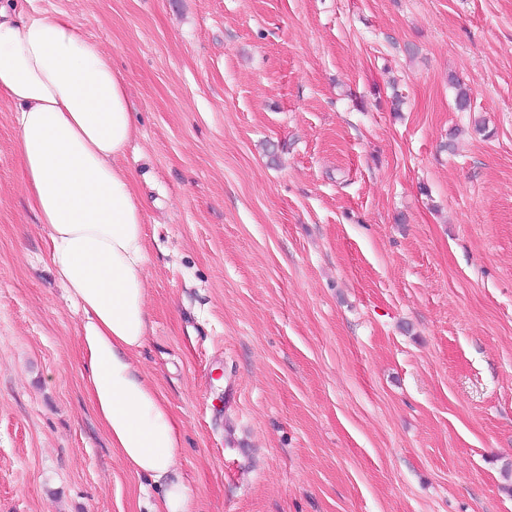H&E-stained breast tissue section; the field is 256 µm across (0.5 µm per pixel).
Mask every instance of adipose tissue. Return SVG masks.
Listing matches in <instances>:
<instances>
[{
	"label": "adipose tissue",
	"mask_w": 512,
	"mask_h": 512,
	"mask_svg": "<svg viewBox=\"0 0 512 512\" xmlns=\"http://www.w3.org/2000/svg\"><path fill=\"white\" fill-rule=\"evenodd\" d=\"M46 262L82 317V385L112 449L158 489L152 512H194L179 474L178 419L132 356L145 343V217L121 163L134 108L112 56L64 12L0 0V105Z\"/></svg>",
	"instance_id": "ef3b65f1"
}]
</instances>
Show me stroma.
I'll return each instance as SVG.
<instances>
[{"mask_svg":"<svg viewBox=\"0 0 512 512\" xmlns=\"http://www.w3.org/2000/svg\"><path fill=\"white\" fill-rule=\"evenodd\" d=\"M36 6L136 106L133 362L195 512H512V0ZM14 150L1 105L0 512H147Z\"/></svg>","mask_w":512,"mask_h":512,"instance_id":"obj_1","label":"stroma"}]
</instances>
